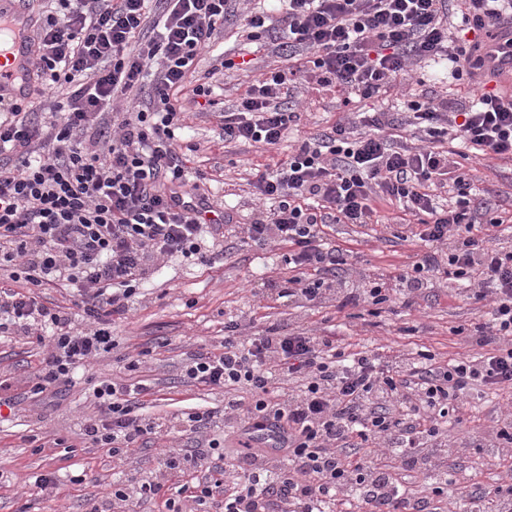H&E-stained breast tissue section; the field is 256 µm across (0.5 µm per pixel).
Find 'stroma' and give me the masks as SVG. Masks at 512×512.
<instances>
[{
  "instance_id": "35a3bbf8",
  "label": "stroma",
  "mask_w": 512,
  "mask_h": 512,
  "mask_svg": "<svg viewBox=\"0 0 512 512\" xmlns=\"http://www.w3.org/2000/svg\"><path fill=\"white\" fill-rule=\"evenodd\" d=\"M241 26L240 17L225 20L213 51L200 55L196 77L211 86L215 106L207 112L188 107L181 132L185 143L197 147L187 181L206 174L210 198L226 206L233 222L225 226L223 237L205 238L207 263L179 258L149 270L127 316L112 323L111 351L79 368L61 397L42 399L29 392V378L41 366L47 347L32 337L0 335V376L12 384L0 390V399L14 405L10 417L0 420V512H107L113 484L127 487L155 475L161 448L189 447V433L177 429L121 459L102 448L84 447L79 429L89 412L86 397L127 356L145 355L144 366L135 373L149 389L144 414L171 420L188 407L223 410V390L186 384L181 373L200 348L220 349L225 328L234 321L249 334L272 329L284 336H333L339 345L357 343L383 357L424 350L444 364L479 351L474 335L488 322L487 309L457 295L456 282L432 281L411 300L395 292L377 306L361 298L368 280L396 274L433 250L397 223V204L379 202L385 223L333 226L327 241L342 250L345 263L336 273L334 294L315 301L278 297L276 283L289 276L287 250L241 243L234 227L275 206L255 195L259 165L284 158L295 141L328 131L342 112H389L398 118L405 94L468 98L480 92V84L468 76L451 80L444 66L433 62L419 64L387 92L369 99L355 95L347 101L335 89L313 82L289 99L300 118L278 146L262 150L228 144L222 131L224 113L235 111L263 72L285 65L283 52L274 45L253 44L251 70L217 68V54L238 55ZM467 168L478 195L495 211L512 212V160L479 155ZM511 413L512 389L495 392L476 383L464 392L459 419L448 424L454 470L447 492L432 502L439 512H461V494L470 485L491 489L512 478V447L491 458L469 445L470 438L486 436ZM52 438L65 440L66 448L47 447ZM40 473L55 474L57 488L44 493L29 486V478ZM74 475L79 478L75 484L70 481Z\"/></svg>"
}]
</instances>
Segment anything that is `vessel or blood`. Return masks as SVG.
Listing matches in <instances>:
<instances>
[{
  "instance_id": "b4317fda",
  "label": "vessel or blood",
  "mask_w": 512,
  "mask_h": 512,
  "mask_svg": "<svg viewBox=\"0 0 512 512\" xmlns=\"http://www.w3.org/2000/svg\"><path fill=\"white\" fill-rule=\"evenodd\" d=\"M30 20L20 11L0 12V31L6 44L0 52V97L17 98L27 93L34 73L32 63L36 46L29 35ZM482 75L503 78L512 74V35L497 34L489 38L481 51Z\"/></svg>"
}]
</instances>
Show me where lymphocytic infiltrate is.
I'll return each mask as SVG.
<instances>
[{"mask_svg":"<svg viewBox=\"0 0 512 512\" xmlns=\"http://www.w3.org/2000/svg\"><path fill=\"white\" fill-rule=\"evenodd\" d=\"M39 24L36 97H51L45 116L0 98V334L20 332L49 352L31 390L49 396L72 370L112 348V320L130 310L141 274L152 264L201 252L230 217L217 210L203 182L186 184L189 156L175 136L184 102L213 107L206 84H192L195 60L243 0H55ZM288 68L249 87L224 115V140L268 148L288 135L295 113L281 104L297 79L370 96L385 91L416 61L443 59L451 74L479 64L483 33L512 26V0H465L474 35L467 51L448 42L450 0H281ZM158 21H151V12ZM403 121L362 112L356 125L336 124L295 145L286 159L259 173L258 196L273 211L245 225L247 240L288 249L292 274L279 297L315 300L342 265L327 247L333 224H376L377 201L399 202L402 221L424 242L450 243L403 269L408 293L436 276L472 282L470 300L491 301L482 352L446 366L415 365L398 355L337 349L326 336L264 334L224 338L221 352L193 356L184 376L228 391L224 425L240 449L165 452L163 469L190 477L176 492L192 507L222 512H328L345 500L360 512H426L448 486V436L442 425L464 390L479 383L512 387V251L490 245L506 216L482 206L460 162L424 145L395 150L391 130L403 124L435 137L463 140L485 155L512 157V96L483 91L471 100L419 97ZM452 176L456 200L437 206L429 192ZM65 282L89 324L47 305L42 289ZM22 290H15V283ZM249 391V402L231 391ZM145 387L104 379L92 390L95 415L84 418V444L113 454L134 448L161 428L146 419ZM288 432L277 450L254 444V433ZM399 457L422 474L418 497L378 456Z\"/></svg>","mask_w":512,"mask_h":512,"instance_id":"f902f5d3","label":"lymphocytic infiltrate"}]
</instances>
